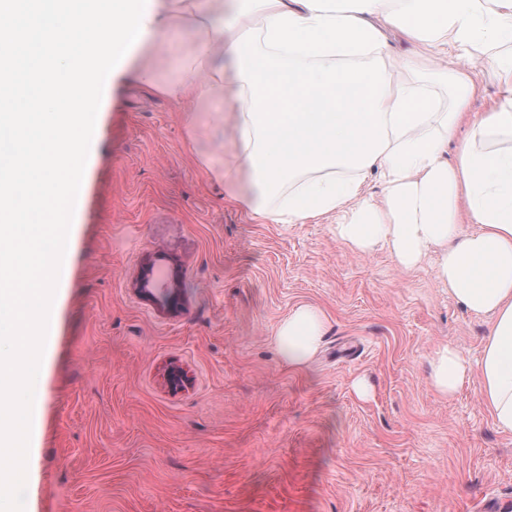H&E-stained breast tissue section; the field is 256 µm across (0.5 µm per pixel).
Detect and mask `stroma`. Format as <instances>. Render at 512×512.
<instances>
[{
	"instance_id": "stroma-1",
	"label": "stroma",
	"mask_w": 512,
	"mask_h": 512,
	"mask_svg": "<svg viewBox=\"0 0 512 512\" xmlns=\"http://www.w3.org/2000/svg\"><path fill=\"white\" fill-rule=\"evenodd\" d=\"M141 60L99 99L18 512H512V432L477 380L443 398L428 376L438 345L477 359L488 317L434 262L350 250L335 215L242 210L200 161H231L230 125L126 79ZM160 271L178 308L138 290ZM303 304L326 331L296 369L273 336Z\"/></svg>"
}]
</instances>
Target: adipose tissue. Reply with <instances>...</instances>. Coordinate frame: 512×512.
I'll return each instance as SVG.
<instances>
[{
    "label": "adipose tissue",
    "instance_id": "adipose-tissue-1",
    "mask_svg": "<svg viewBox=\"0 0 512 512\" xmlns=\"http://www.w3.org/2000/svg\"><path fill=\"white\" fill-rule=\"evenodd\" d=\"M200 0H53L43 28L67 31L70 52L40 75L56 85L82 50L84 38L105 43L106 56L88 62L87 78L62 98L41 105L57 122L59 139L35 172H0V334L41 335L56 323L55 269L31 270L16 245L39 241L67 251L66 219L75 173L96 138L92 122L113 63L136 50L160 51L174 28L195 46L176 77L139 74L161 95L195 111L216 106L233 123V171L203 156L210 174L252 213L275 224H302L335 214L336 234L351 249H382L409 269L434 259L436 279L468 311L490 317L480 356L471 361L453 345L429 358L434 390L449 397L478 377L494 424L512 432V152L486 153L488 136L512 139V0H230L227 12H205ZM30 13L27 0H0V89L16 81ZM396 28L416 47L392 54L382 30ZM483 50V76L498 85L504 105L485 113L453 156L445 147L467 116L477 86L467 67L450 69L454 107L437 112L419 83L438 58ZM378 173L382 193L364 183ZM26 192H18V185ZM277 208H268L271 197ZM325 317L310 306L293 309L274 343L288 366L303 368L316 355ZM35 353L0 348L1 490L15 484L24 424L41 411L39 391L16 412L11 389L21 375L39 377Z\"/></svg>",
    "mask_w": 512,
    "mask_h": 512
}]
</instances>
